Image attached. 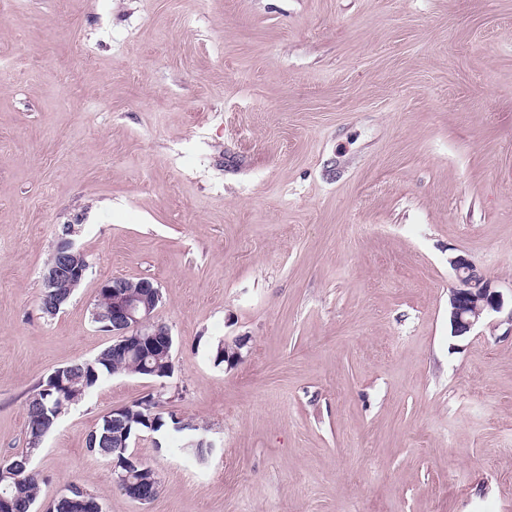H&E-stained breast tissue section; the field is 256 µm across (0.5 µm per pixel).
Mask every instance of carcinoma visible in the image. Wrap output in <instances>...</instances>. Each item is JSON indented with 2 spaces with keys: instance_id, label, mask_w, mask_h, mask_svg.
Wrapping results in <instances>:
<instances>
[{
  "instance_id": "obj_1",
  "label": "carcinoma",
  "mask_w": 512,
  "mask_h": 512,
  "mask_svg": "<svg viewBox=\"0 0 512 512\" xmlns=\"http://www.w3.org/2000/svg\"><path fill=\"white\" fill-rule=\"evenodd\" d=\"M174 369L173 355L153 351L145 355L136 354L130 358H115L112 347L102 349L94 358L72 362L62 367L59 377L48 375L40 381L26 400L27 447L0 460V501L13 506V512H32L40 495L41 477L32 466L33 456L43 444L47 434L56 426L60 416L72 405L80 402L97 386L103 375L125 373L149 376L157 368ZM156 397L150 396L148 407L142 408L135 402L125 414L127 432L112 427V416L103 418L102 423L86 437L87 450L99 457H112V447L120 440L132 444L135 435L149 429L147 421L157 416L155 433H165L169 425L162 420V413L154 410ZM116 476L128 482L148 479L160 485L158 474L146 462L139 461L136 467L127 468L118 461ZM96 500L98 496L84 485L73 482L65 492L49 502L47 512H83L80 502Z\"/></svg>"
}]
</instances>
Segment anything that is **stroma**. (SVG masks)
I'll list each match as a JSON object with an SVG mask.
<instances>
[{
  "label": "stroma",
  "instance_id": "stroma-1",
  "mask_svg": "<svg viewBox=\"0 0 512 512\" xmlns=\"http://www.w3.org/2000/svg\"><path fill=\"white\" fill-rule=\"evenodd\" d=\"M90 268L40 309L65 224ZM512 290V0H0V458L56 368L160 289L171 377L104 376L34 458L103 512H512V336L452 337L449 256ZM246 337L215 365L218 341ZM161 394L142 505L91 455Z\"/></svg>",
  "mask_w": 512,
  "mask_h": 512
}]
</instances>
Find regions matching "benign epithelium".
Segmentation results:
<instances>
[{
	"label": "benign epithelium",
	"instance_id": "obj_1",
	"mask_svg": "<svg viewBox=\"0 0 512 512\" xmlns=\"http://www.w3.org/2000/svg\"><path fill=\"white\" fill-rule=\"evenodd\" d=\"M76 233V225H64L55 246V259L44 270V287L65 288L72 292L83 281L86 267L81 263V258L84 253L75 246L73 236ZM448 264L456 281L455 287L450 290L448 308L454 336L470 335L494 314L498 315L495 326L506 325L512 333V309L505 310L502 295L492 288L490 281L473 262L459 254L448 258ZM103 287L112 289L107 311L112 320V355L126 358L136 351L144 353L158 341L163 348H170L172 335L169 327L155 319L162 296L151 280L135 284L116 276ZM123 492L141 502L152 498V489L148 484L127 482Z\"/></svg>",
	"mask_w": 512,
	"mask_h": 512
}]
</instances>
